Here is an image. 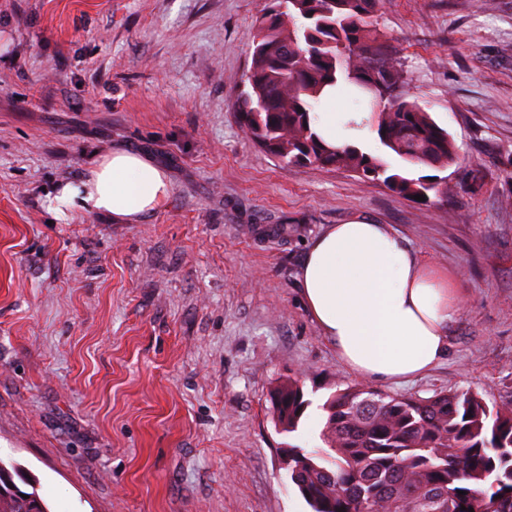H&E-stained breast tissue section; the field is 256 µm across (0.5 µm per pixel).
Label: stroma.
<instances>
[{
	"mask_svg": "<svg viewBox=\"0 0 512 512\" xmlns=\"http://www.w3.org/2000/svg\"><path fill=\"white\" fill-rule=\"evenodd\" d=\"M266 0H0V463L49 512H309L282 450L320 447L359 379L304 306L298 270L366 216L454 271L449 354L409 382L512 406V0H383L411 95L448 130L442 202L343 169L283 165L232 103ZM166 173L131 224L60 201L104 155ZM300 380L281 432L269 400ZM276 426L285 433H295L301 420L311 405L298 379H288L279 383L270 394Z\"/></svg>",
	"mask_w": 512,
	"mask_h": 512,
	"instance_id": "1",
	"label": "stroma"
}]
</instances>
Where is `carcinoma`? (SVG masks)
<instances>
[{
  "label": "carcinoma",
  "instance_id": "carcinoma-1",
  "mask_svg": "<svg viewBox=\"0 0 512 512\" xmlns=\"http://www.w3.org/2000/svg\"><path fill=\"white\" fill-rule=\"evenodd\" d=\"M381 0H270L257 19L235 103L248 139L285 165L344 168L425 203L437 176L393 168L387 156L441 171L458 158L448 131L409 93L374 25ZM325 87L349 88L361 125L384 149L326 143L317 106ZM276 426L299 429L311 405L297 379L270 394ZM324 447L288 446V474L311 512H512V407L469 390L413 400L364 387L322 405ZM0 465V512H48Z\"/></svg>",
  "mask_w": 512,
  "mask_h": 512
}]
</instances>
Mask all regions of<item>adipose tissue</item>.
<instances>
[{"instance_id":"adipose-tissue-1","label":"adipose tissue","mask_w":512,"mask_h":512,"mask_svg":"<svg viewBox=\"0 0 512 512\" xmlns=\"http://www.w3.org/2000/svg\"><path fill=\"white\" fill-rule=\"evenodd\" d=\"M361 113L325 112L319 129L332 144L367 137ZM170 196L163 169L115 151L62 199L125 223L159 210ZM299 281L305 307L359 378L398 382L435 368L448 351V326L463 300L447 271L427 264L385 224L328 226L310 244Z\"/></svg>"}]
</instances>
